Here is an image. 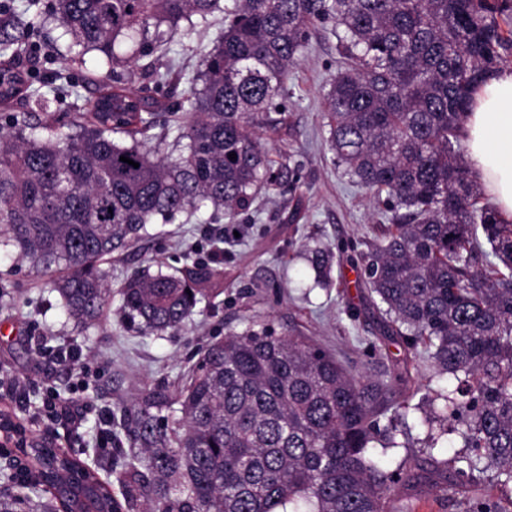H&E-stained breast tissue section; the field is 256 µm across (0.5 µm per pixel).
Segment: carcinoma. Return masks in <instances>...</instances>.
<instances>
[{"label": "carcinoma", "instance_id": "1", "mask_svg": "<svg viewBox=\"0 0 512 512\" xmlns=\"http://www.w3.org/2000/svg\"><path fill=\"white\" fill-rule=\"evenodd\" d=\"M218 4L50 0L51 19L75 49L56 79L88 53L106 67L97 96L67 121L33 88L22 59L41 13L28 4L0 21V104L28 111L0 126V246L60 274L53 288L69 317L95 322L109 298L101 264L147 225L206 206L211 219L234 225L260 190L295 178L269 160L258 130L280 134L269 113L288 72L310 27L333 20V161L351 182L386 195L389 212L362 258L364 286L387 335L411 349L423 344L438 374L452 379L437 394L440 411L471 453L454 459L445 484H471L467 512H507L477 475L491 469L512 482V221L477 207L481 187L457 145L473 89L512 54V0H235L196 74L152 64L138 89L129 86L132 64L180 22L208 23ZM162 92L172 98L164 107ZM158 125L173 134L176 155L152 140ZM329 257L326 247L309 251L319 287ZM220 276L207 262L137 270L122 285V318L144 335L177 331ZM179 405L172 440L160 416L168 398H141L123 423V455L139 466L117 473L121 497L92 472L84 481L99 512H125L140 497L153 503L149 512H386L395 473L381 453L398 443L378 416L395 406L392 383L348 372L310 338L250 324L209 343ZM82 469L66 453L55 482L69 485ZM26 500L31 512L84 507L63 494Z\"/></svg>", "mask_w": 512, "mask_h": 512}]
</instances>
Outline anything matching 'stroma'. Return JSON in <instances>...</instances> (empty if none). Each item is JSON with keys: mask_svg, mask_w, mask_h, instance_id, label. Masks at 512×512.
<instances>
[{"mask_svg": "<svg viewBox=\"0 0 512 512\" xmlns=\"http://www.w3.org/2000/svg\"><path fill=\"white\" fill-rule=\"evenodd\" d=\"M220 4L222 9L214 13L209 26L166 36L154 62L172 63L190 74L199 69L224 27L222 10L233 0ZM37 47L44 65L35 75V85L46 92L54 84L59 60L70 53L69 40L50 26L39 33ZM337 59L335 23L317 25L301 61L288 75L287 94L279 101L288 132L269 144V156L295 168L297 181L259 193L250 211L240 216L237 237L227 242L222 239L223 225L211 223L207 208L181 215L171 224L149 225L148 236L105 261L111 295L106 311L92 325L69 318L48 277L0 249V377L27 384L21 405L13 392L0 387V409L9 411L27 434L39 437L45 428L37 416L39 408L48 392L59 393L86 415L87 422L80 434L55 440V447L94 469L112 491L120 489L112 465L122 456L99 451L100 413L110 412L117 424L146 393L177 398L208 343L258 321L280 334L294 331L310 337L353 374L367 379L385 380L395 371H407L408 381L396 394L401 404L395 420L398 446L385 458L388 470L401 478L387 508L389 512H466L468 488L446 491L430 480L420 484L407 480L418 468L446 466L464 448L454 434L439 436L436 447H429L425 418L448 380L437 375L424 349L408 350L399 339L384 335L360 285L357 255L368 250L383 217L369 193L332 163L325 94ZM295 210L300 216L294 220L290 214ZM317 244L330 246L333 252L326 288L314 287L315 272L300 256L303 246ZM219 246L224 249L220 292L198 304L186 328L146 336L126 327L120 314V285L132 269L160 261L170 271L209 260ZM347 306L352 309L348 315L343 312ZM64 345L81 347L93 372L84 376L77 367L53 360L52 351Z\"/></svg>", "mask_w": 512, "mask_h": 512, "instance_id": "1", "label": "stroma"}]
</instances>
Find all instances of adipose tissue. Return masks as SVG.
Returning <instances> with one entry per match:
<instances>
[{
	"mask_svg": "<svg viewBox=\"0 0 512 512\" xmlns=\"http://www.w3.org/2000/svg\"><path fill=\"white\" fill-rule=\"evenodd\" d=\"M463 133L474 179L512 220V70L488 76L472 94Z\"/></svg>",
	"mask_w": 512,
	"mask_h": 512,
	"instance_id": "adipose-tissue-1",
	"label": "adipose tissue"
}]
</instances>
